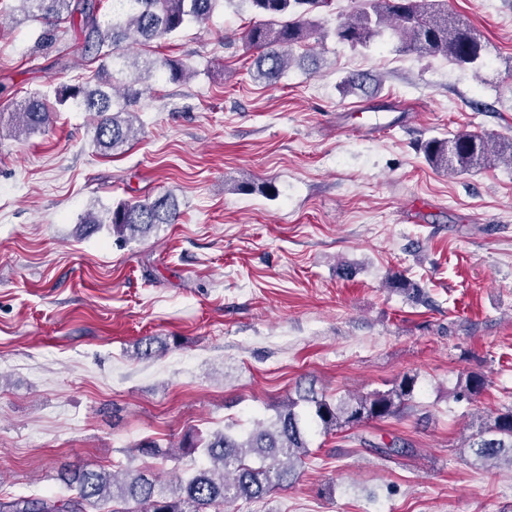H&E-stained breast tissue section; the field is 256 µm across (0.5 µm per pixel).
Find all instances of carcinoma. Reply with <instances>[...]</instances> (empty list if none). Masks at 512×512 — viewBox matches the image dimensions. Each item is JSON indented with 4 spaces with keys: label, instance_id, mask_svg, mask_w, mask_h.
Returning <instances> with one entry per match:
<instances>
[{
    "label": "carcinoma",
    "instance_id": "cac0c4a2",
    "mask_svg": "<svg viewBox=\"0 0 512 512\" xmlns=\"http://www.w3.org/2000/svg\"><path fill=\"white\" fill-rule=\"evenodd\" d=\"M27 16L44 25L42 38L51 43L62 22L79 27L83 51L97 64L93 79L64 84L54 92L55 103L32 96L11 113L4 133L17 137L53 122L56 106L90 113L97 129L99 148L115 151L136 137L133 107L153 91L157 73L169 81L186 80L193 66L170 57L151 59L132 53L170 38L189 23L210 19L224 0H17ZM260 23L244 32L243 40L259 50L254 60L256 78L274 82L288 69L293 50L315 33L318 24L310 14L331 0H246ZM109 9L111 18L100 21ZM396 46L421 58L443 57L460 66L482 61L486 45L462 19L448 14L446 0H361L351 16L336 25V38L353 47H369L386 31ZM426 160L450 174L491 167L501 161L512 165V142L461 131L448 139L433 138L423 146ZM178 206L169 194L118 205L108 223L118 239L144 237L160 224L178 220ZM417 378L404 374L387 390L356 398L333 400L313 384H298L276 407L268 421L238 431L224 426L203 438L187 434L180 448L185 454L202 450L208 464L186 477L160 483L143 471L129 469L120 478L103 468L82 467L61 475L76 494L67 498H0V512H226L242 501L258 502L276 488L292 484L298 469L311 455L309 433L315 427L325 434L356 430L371 421H385L414 411L411 405ZM487 380L469 374L455 391L458 401L479 395ZM360 442L386 459L415 454L412 444L395 438L388 444ZM468 448L480 466L505 464L512 469V405L480 421L469 436Z\"/></svg>",
    "mask_w": 512,
    "mask_h": 512
}]
</instances>
